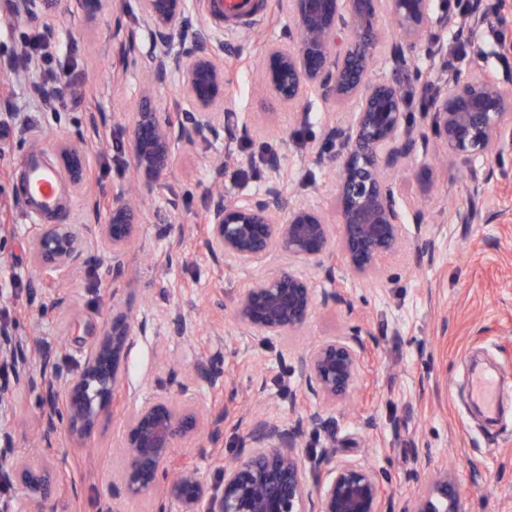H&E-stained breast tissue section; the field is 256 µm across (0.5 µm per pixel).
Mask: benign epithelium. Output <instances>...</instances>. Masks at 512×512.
I'll list each match as a JSON object with an SVG mask.
<instances>
[{"label":"benign epithelium","instance_id":"1","mask_svg":"<svg viewBox=\"0 0 512 512\" xmlns=\"http://www.w3.org/2000/svg\"><path fill=\"white\" fill-rule=\"evenodd\" d=\"M46 8L45 0H13V16L27 19ZM388 10L397 31L388 63L391 77L370 76L376 55L379 21ZM149 47L137 36L119 39L112 63L130 55L141 58L151 87L178 80L182 111L163 114L150 101L133 113L128 153L139 184L153 188L165 179L175 155L224 127V155L212 161L215 174L240 162L232 141H242L251 126L239 123L224 106V49L215 38L186 22L187 0H140ZM464 23L434 0H291L289 43H269L262 61L263 96L297 105L311 95L326 103L351 102L347 126L325 128L327 143L337 148L336 200L339 238L321 212L304 203H285L278 169H272L264 191L229 198L217 190L203 195L204 223L193 227L213 264L230 259L259 262L278 251L288 259L315 265L336 289L323 296L326 305L351 307V298L337 283L336 268L359 279L371 277L386 255L408 247L402 235V212L387 184V173L412 156L416 138L407 123L408 102L396 76L414 70L430 90L422 112L432 115V135L448 148V159L466 166L487 159L500 148L502 130L512 124V91L484 69L451 74L440 84L430 70L416 68L414 51L425 35L433 55L448 63L443 35L475 29L484 18L474 10ZM62 87L36 85L32 92L47 107ZM86 138H60L54 151L67 169L73 187L86 194L91 224H34L28 232L33 258L46 277H63L80 260L89 237L112 258L113 278L124 271L129 243L140 237L139 208L125 193L112 194L105 215L87 190ZM316 300L312 282L288 266L257 278L232 300L235 321L257 338L299 335ZM164 316L183 338L195 335L196 324L176 308ZM133 319L122 306H112V322L87 350L75 371L53 367L60 388L43 389L40 442L53 454L59 432L74 445L91 439L117 403L125 418L118 443L123 468L112 483V498L134 502L156 495L155 512H383V489L375 472L360 463L336 460L335 441L321 455L303 447L304 425L329 424L326 407L343 399L361 375L370 352L359 328L346 339H328L299 358L308 390L323 406L298 417L291 426L266 415L251 417L241 447L249 452L226 463L222 478L208 482L200 471L176 460L177 448L206 436L216 440L224 416H204L191 385L144 401L124 386L125 362L134 344ZM221 350L202 354L193 378L223 374ZM10 368L14 382L28 388L44 385L36 356L24 339L0 330V367ZM25 492L23 507L0 495V512H46L58 475L49 466L34 467L14 446L9 427L0 426V483ZM411 512H463L462 495L448 466H433L429 486L414 498Z\"/></svg>","mask_w":512,"mask_h":512}]
</instances>
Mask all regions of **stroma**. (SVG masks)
<instances>
[{
  "label": "stroma",
  "mask_w": 512,
  "mask_h": 512,
  "mask_svg": "<svg viewBox=\"0 0 512 512\" xmlns=\"http://www.w3.org/2000/svg\"><path fill=\"white\" fill-rule=\"evenodd\" d=\"M188 20L245 60L231 74L226 95L240 121L256 131L238 145L243 164L224 171L225 195L261 192L274 164L286 199H300L337 224L335 186L327 168L309 157L325 152L323 127L343 125L349 104L310 97L309 120L299 124L288 107L255 94L264 47L288 26L282 0H264L246 31L219 22L206 0H188ZM47 27L55 32L53 65L40 61L0 78V101L9 104L0 110V328L38 346L51 364L74 368L109 322L113 303H120L134 320H151L136 333L127 359L126 384L142 398L160 394L167 379L190 371L201 353L222 341L224 375L198 381L195 397L203 414L224 413V433L177 450L214 482L223 461L241 451L239 409L256 404L286 424L294 410H316L321 402L307 389L298 355L361 327L374 355L347 397L328 408V432H307L308 447L322 448L332 436L337 459L372 468L386 491L384 512H410L432 477L418 464L424 457L454 472L465 512H512V126L502 131L501 152L478 162L485 177L475 188L466 169L439 164L433 141H418L412 157L392 173L397 201L412 208L404 223L407 252L383 258L377 275L366 280L337 270L352 309L316 304L300 336L262 342L239 329L231 308L217 309L213 301L232 299L258 272L287 266V257L275 253L261 269L220 273L188 231L201 221V199L213 178L207 161L223 152L220 137L197 140L191 152L175 156L165 182L139 191L143 235L130 246L120 278L112 276L108 253L90 243L74 274L43 281L31 255V225L81 224L85 211L81 195L68 188L57 216L32 217L24 199V160L37 152L57 166L54 141L85 135L94 113L104 142L86 156L92 181L108 192L129 189L127 117L146 87L136 57L112 68V22L86 18L81 0H60L55 13L21 22L12 19V0H0V58L16 54L28 36ZM49 70L67 82L51 109L29 92ZM172 199L179 205L174 213ZM472 201L478 221L457 223L455 210ZM161 280L177 286L174 301L197 322L196 336L179 337L172 325L155 319L153 289ZM59 296L66 304L56 305ZM477 369L499 378L504 412L497 421L475 412L471 377ZM40 401V392L18 386L9 409L0 411V423L12 429L16 448L35 466L47 459L36 445ZM123 419L115 410L79 448L59 438L50 459L60 490L49 512H112V477L123 466L116 450ZM363 431L370 439L365 446L357 438Z\"/></svg>",
  "instance_id": "obj_1"
}]
</instances>
